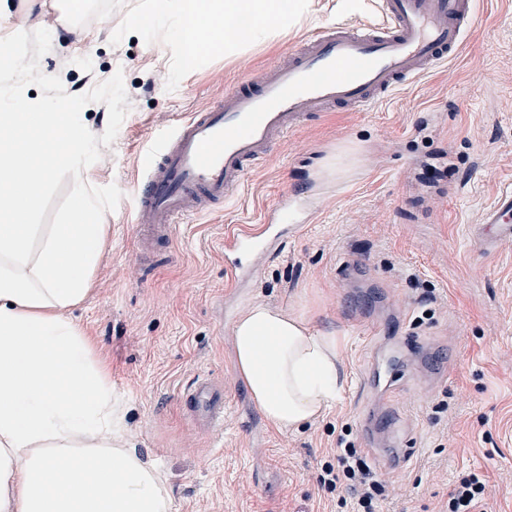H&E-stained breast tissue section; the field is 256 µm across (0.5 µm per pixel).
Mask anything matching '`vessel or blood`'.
Returning <instances> with one entry per match:
<instances>
[{"instance_id":"obj_1","label":"vessel or blood","mask_w":512,"mask_h":512,"mask_svg":"<svg viewBox=\"0 0 512 512\" xmlns=\"http://www.w3.org/2000/svg\"><path fill=\"white\" fill-rule=\"evenodd\" d=\"M379 23L328 25L225 89L213 105L176 120L148 149L137 185L133 224L144 260L169 246L178 224L232 200L253 167L305 121L339 109L362 111L404 84L446 64L482 20L477 0H381ZM314 210L300 189L287 192L254 223L225 231L224 268L246 287L259 260L283 251L299 227L294 206ZM512 240V187L484 212V250ZM224 382L199 375L182 406L192 424L224 429Z\"/></svg>"}]
</instances>
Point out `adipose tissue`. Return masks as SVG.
Returning a JSON list of instances; mask_svg holds the SVG:
<instances>
[{
    "instance_id": "1",
    "label": "adipose tissue",
    "mask_w": 512,
    "mask_h": 512,
    "mask_svg": "<svg viewBox=\"0 0 512 512\" xmlns=\"http://www.w3.org/2000/svg\"><path fill=\"white\" fill-rule=\"evenodd\" d=\"M153 11L174 34L179 66L204 53L195 34L228 54L287 32L305 19L307 0H155ZM252 20L249 30L234 22ZM0 512H173L160 471L119 444L112 385L80 327L66 317L88 290L108 227L88 189L84 153L92 148L73 112L18 111L0 88ZM55 137L44 151L21 131ZM71 171L72 208L81 224H36L38 205L24 180ZM236 368L266 421L291 432L322 417L339 395L336 339L302 315L251 304L235 324Z\"/></svg>"
}]
</instances>
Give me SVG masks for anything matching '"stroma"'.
Returning a JSON list of instances; mask_svg holds the SVG:
<instances>
[{
	"mask_svg": "<svg viewBox=\"0 0 512 512\" xmlns=\"http://www.w3.org/2000/svg\"><path fill=\"white\" fill-rule=\"evenodd\" d=\"M57 2L0 15V41L33 61L15 87L20 108L79 113L93 143L89 186L109 234L88 292L67 316L116 387L125 446L163 474L174 512H352L319 482L344 443L390 481L376 512H445L449 489L471 471L487 484L485 512H512V241L486 252L473 234L512 185V0H486L450 63L367 111L298 127L234 199L180 225L171 249L146 268L131 224L144 138L213 104L322 26L374 24L380 12L339 17L330 0H311L309 20L288 33L236 55L209 53L183 71L152 0H110L103 16L76 29L55 25ZM348 149L356 162L330 172ZM292 187L323 204L282 255L263 263L235 311L262 302L305 313L335 337L343 387L324 417L286 434L264 422L253 439L240 426L255 405L235 370L233 325L220 323L212 305L233 291L219 243ZM73 189L70 174L58 175L37 223H63ZM355 255L366 259L362 286L342 274ZM426 309L432 319L415 325ZM405 335L434 346L436 381L408 376L397 355ZM204 373L224 381L219 435L197 431L180 403ZM392 377L393 411L378 424L402 420L410 457L396 465L366 450L362 434Z\"/></svg>",
	"mask_w": 512,
	"mask_h": 512,
	"instance_id": "stroma-1",
	"label": "stroma"
}]
</instances>
